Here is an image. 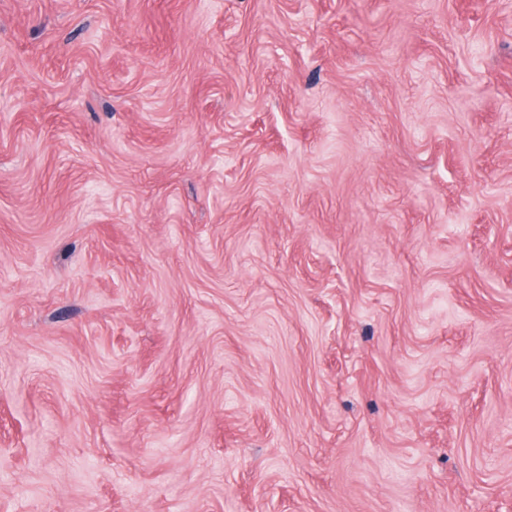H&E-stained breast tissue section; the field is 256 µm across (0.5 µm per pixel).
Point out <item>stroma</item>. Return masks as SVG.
<instances>
[{
  "label": "stroma",
  "mask_w": 512,
  "mask_h": 512,
  "mask_svg": "<svg viewBox=\"0 0 512 512\" xmlns=\"http://www.w3.org/2000/svg\"><path fill=\"white\" fill-rule=\"evenodd\" d=\"M0 512H512V0H0Z\"/></svg>",
  "instance_id": "stroma-1"
}]
</instances>
